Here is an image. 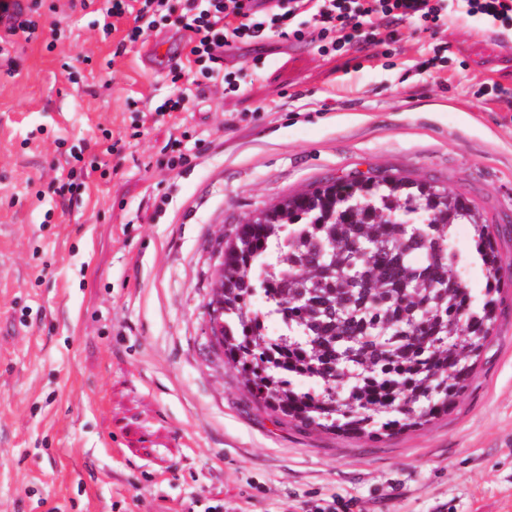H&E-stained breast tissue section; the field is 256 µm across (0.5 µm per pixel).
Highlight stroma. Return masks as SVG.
Returning <instances> with one entry per match:
<instances>
[{"instance_id":"1","label":"stroma","mask_w":512,"mask_h":512,"mask_svg":"<svg viewBox=\"0 0 512 512\" xmlns=\"http://www.w3.org/2000/svg\"><path fill=\"white\" fill-rule=\"evenodd\" d=\"M23 2L36 30L0 59V512H512V48L407 23L325 54L302 15L303 39L225 53L227 94L170 71L186 0L134 42L105 0ZM371 171L468 198L505 285L454 408L375 441L276 422L205 334L236 225Z\"/></svg>"}]
</instances>
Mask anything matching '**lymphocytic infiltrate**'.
I'll return each mask as SVG.
<instances>
[{"instance_id": "lymphocytic-infiltrate-1", "label": "lymphocytic infiltrate", "mask_w": 512, "mask_h": 512, "mask_svg": "<svg viewBox=\"0 0 512 512\" xmlns=\"http://www.w3.org/2000/svg\"><path fill=\"white\" fill-rule=\"evenodd\" d=\"M305 13L326 53L374 43L383 27L398 39L405 22L434 33L459 15L503 34L512 32V0H276L272 6L267 0H198L188 24L189 54L211 81L221 82L225 92H237L235 81L221 70L225 52L262 37L272 25L282 38L301 37L293 21Z\"/></svg>"}]
</instances>
